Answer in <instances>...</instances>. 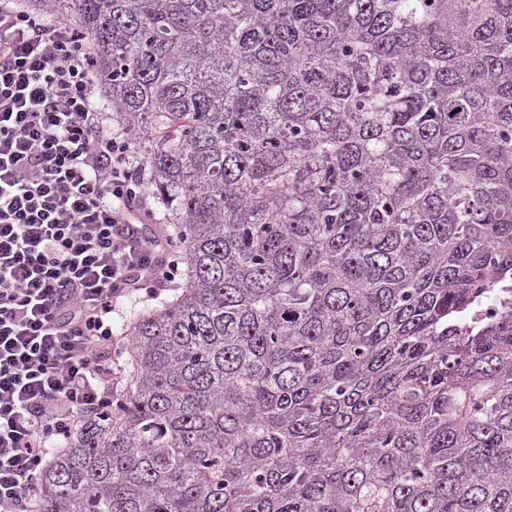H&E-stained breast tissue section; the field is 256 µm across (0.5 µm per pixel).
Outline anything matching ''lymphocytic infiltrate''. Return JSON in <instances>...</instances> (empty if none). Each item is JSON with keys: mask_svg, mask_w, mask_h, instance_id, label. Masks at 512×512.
Returning <instances> with one entry per match:
<instances>
[{"mask_svg": "<svg viewBox=\"0 0 512 512\" xmlns=\"http://www.w3.org/2000/svg\"><path fill=\"white\" fill-rule=\"evenodd\" d=\"M84 36L0 0V512H35L50 449L112 411V316L184 257L94 107Z\"/></svg>", "mask_w": 512, "mask_h": 512, "instance_id": "f902f5d3", "label": "lymphocytic infiltrate"}]
</instances>
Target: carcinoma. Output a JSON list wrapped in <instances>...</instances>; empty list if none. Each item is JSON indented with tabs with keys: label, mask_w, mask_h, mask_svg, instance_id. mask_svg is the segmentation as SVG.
Wrapping results in <instances>:
<instances>
[{
	"label": "carcinoma",
	"mask_w": 512,
	"mask_h": 512,
	"mask_svg": "<svg viewBox=\"0 0 512 512\" xmlns=\"http://www.w3.org/2000/svg\"><path fill=\"white\" fill-rule=\"evenodd\" d=\"M172 224L38 512H512V0H32ZM507 305L512 306V290L510 288L491 289L485 300L475 309L474 317H495L499 315Z\"/></svg>",
	"instance_id": "obj_1"
}]
</instances>
